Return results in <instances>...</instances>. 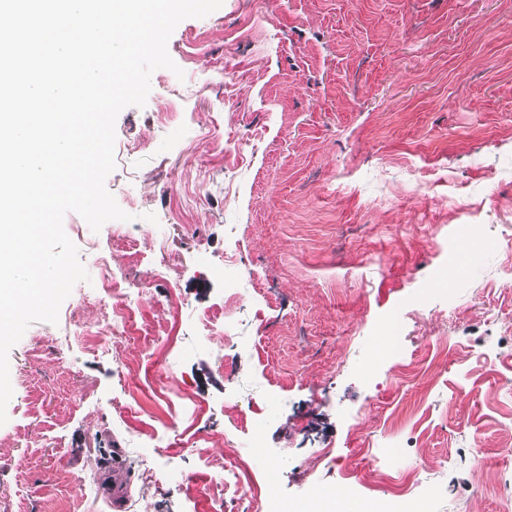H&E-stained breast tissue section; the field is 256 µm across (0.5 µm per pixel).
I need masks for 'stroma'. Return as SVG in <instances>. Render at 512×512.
Masks as SVG:
<instances>
[{
    "label": "stroma",
    "instance_id": "1",
    "mask_svg": "<svg viewBox=\"0 0 512 512\" xmlns=\"http://www.w3.org/2000/svg\"><path fill=\"white\" fill-rule=\"evenodd\" d=\"M167 50L184 78L156 70L115 123L130 221L65 215L89 279L10 351L0 512H114L116 479L121 512H224L239 460L291 505L342 489L386 512L407 485L417 512H500L512 0H223ZM105 264L135 328L61 342L111 312ZM390 320L397 355L359 377Z\"/></svg>",
    "mask_w": 512,
    "mask_h": 512
}]
</instances>
